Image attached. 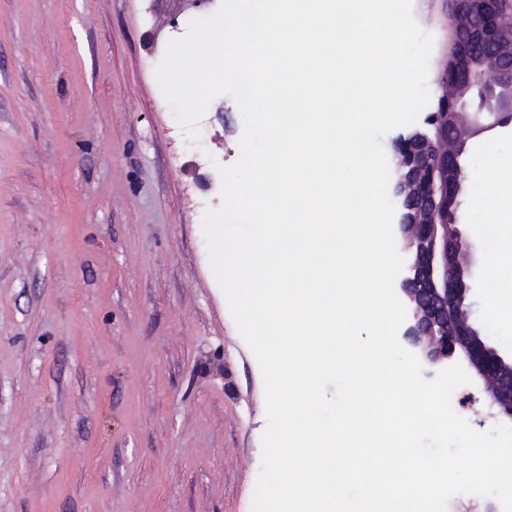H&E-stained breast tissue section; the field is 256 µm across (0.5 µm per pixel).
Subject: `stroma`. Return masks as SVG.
<instances>
[{
    "label": "stroma",
    "mask_w": 512,
    "mask_h": 512,
    "mask_svg": "<svg viewBox=\"0 0 512 512\" xmlns=\"http://www.w3.org/2000/svg\"><path fill=\"white\" fill-rule=\"evenodd\" d=\"M450 0H412L451 49ZM174 0H0V512H252L267 428L258 361L213 273L202 222L219 167L240 158L233 96L189 138L156 80L177 22L213 15ZM467 172L456 225L475 255L497 238Z\"/></svg>",
    "instance_id": "obj_1"
}]
</instances>
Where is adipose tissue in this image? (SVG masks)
Listing matches in <instances>:
<instances>
[{"instance_id":"ef3b65f1","label":"adipose tissue","mask_w":512,"mask_h":512,"mask_svg":"<svg viewBox=\"0 0 512 512\" xmlns=\"http://www.w3.org/2000/svg\"><path fill=\"white\" fill-rule=\"evenodd\" d=\"M485 194L475 204L497 236L496 248L485 257L488 285L485 313L506 335L512 334V154H489L476 171Z\"/></svg>"}]
</instances>
